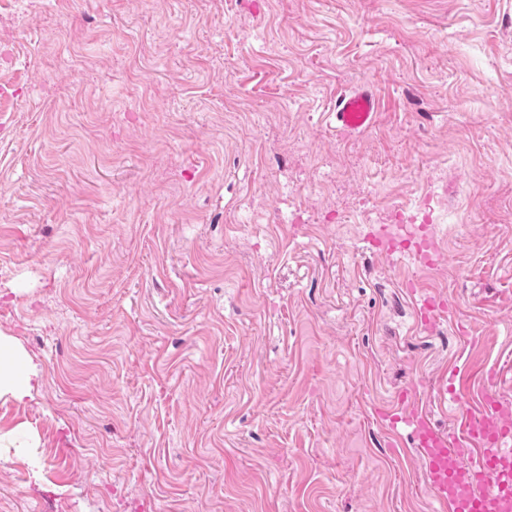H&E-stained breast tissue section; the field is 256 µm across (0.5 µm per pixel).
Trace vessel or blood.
<instances>
[{"mask_svg": "<svg viewBox=\"0 0 512 512\" xmlns=\"http://www.w3.org/2000/svg\"><path fill=\"white\" fill-rule=\"evenodd\" d=\"M378 113L375 93L360 84L338 97L334 118L339 131L371 127ZM500 372H453L440 386L460 405L454 427L443 431L419 407L387 415L390 427L406 425L416 443L425 486L437 512H512V408L493 392ZM482 383L483 403L471 410L463 401L474 383Z\"/></svg>", "mask_w": 512, "mask_h": 512, "instance_id": "b4317fda", "label": "vessel or blood"}]
</instances>
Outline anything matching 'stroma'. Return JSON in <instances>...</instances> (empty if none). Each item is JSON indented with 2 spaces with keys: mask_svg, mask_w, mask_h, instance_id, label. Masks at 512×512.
I'll return each mask as SVG.
<instances>
[{
  "mask_svg": "<svg viewBox=\"0 0 512 512\" xmlns=\"http://www.w3.org/2000/svg\"><path fill=\"white\" fill-rule=\"evenodd\" d=\"M0 81V512H434L381 415L512 401V0H0ZM426 206L445 264L372 245ZM336 128L346 133H358L371 127L378 113V101L369 85L361 83L336 100L333 112ZM9 362L2 368L1 360ZM38 371L27 353L12 337L0 336V398L22 401L37 382Z\"/></svg>",
  "mask_w": 512,
  "mask_h": 512,
  "instance_id": "stroma-1",
  "label": "stroma"
}]
</instances>
